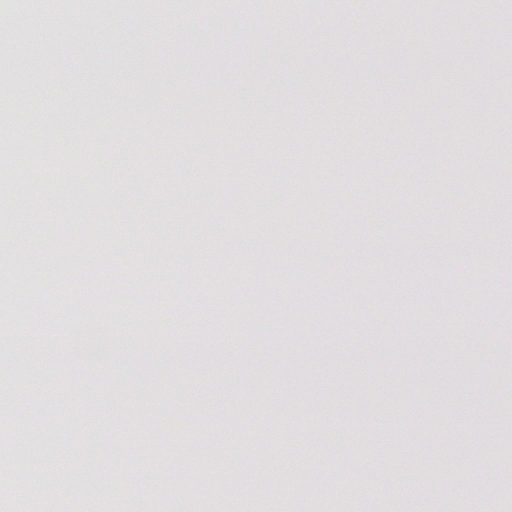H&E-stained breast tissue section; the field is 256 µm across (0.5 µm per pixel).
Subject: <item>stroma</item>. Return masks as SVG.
Listing matches in <instances>:
<instances>
[{
  "label": "stroma",
  "mask_w": 512,
  "mask_h": 512,
  "mask_svg": "<svg viewBox=\"0 0 512 512\" xmlns=\"http://www.w3.org/2000/svg\"><path fill=\"white\" fill-rule=\"evenodd\" d=\"M25 6L0 11V53L72 92L20 81L31 129L0 117V512L42 499L19 432L49 465L61 445L75 468L98 455L86 485L112 512L171 502L172 483L140 485L146 459L195 474L183 512H456L476 482L499 496L471 512H512V290L467 259L512 266V4L452 21L448 0H403L383 25L384 0H296L249 25L237 0H181L177 23L134 28L112 0L17 40ZM62 141L94 154L99 201L31 225L7 198L29 168L72 183ZM244 179L269 203L248 243ZM36 299L41 324L11 321ZM117 340L136 345L122 362ZM256 470L295 496L268 499Z\"/></svg>",
  "instance_id": "1"
}]
</instances>
